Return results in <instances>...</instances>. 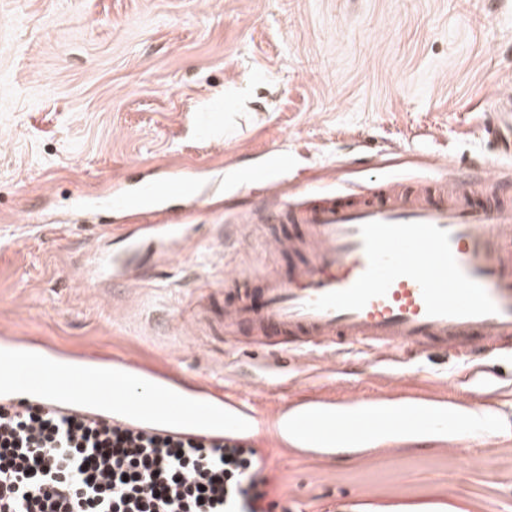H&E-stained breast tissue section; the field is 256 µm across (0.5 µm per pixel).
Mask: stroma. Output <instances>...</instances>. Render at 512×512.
<instances>
[{"instance_id":"stroma-1","label":"stroma","mask_w":512,"mask_h":512,"mask_svg":"<svg viewBox=\"0 0 512 512\" xmlns=\"http://www.w3.org/2000/svg\"><path fill=\"white\" fill-rule=\"evenodd\" d=\"M512 97V0H0V332L71 353H121L175 369L259 408L329 388L383 389L371 357L331 373L224 333V277L288 275L267 230L239 223L261 204L237 168L288 158L293 194L362 184L375 171L436 176L469 169L494 146L486 101ZM224 132L193 135L207 107ZM187 164L224 178L219 204L172 201L191 238L174 254L128 252L97 207L113 178ZM99 248L129 254L139 278L87 284ZM448 353L420 358L409 380L453 389ZM260 457L288 512H512V428L475 447L383 452L315 463Z\"/></svg>"}]
</instances>
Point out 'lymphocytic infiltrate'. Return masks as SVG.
Masks as SVG:
<instances>
[{
  "instance_id": "lymphocytic-infiltrate-1",
  "label": "lymphocytic infiltrate",
  "mask_w": 512,
  "mask_h": 512,
  "mask_svg": "<svg viewBox=\"0 0 512 512\" xmlns=\"http://www.w3.org/2000/svg\"><path fill=\"white\" fill-rule=\"evenodd\" d=\"M254 448L0 406V512H275Z\"/></svg>"
}]
</instances>
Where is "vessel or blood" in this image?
<instances>
[{
  "mask_svg": "<svg viewBox=\"0 0 512 512\" xmlns=\"http://www.w3.org/2000/svg\"><path fill=\"white\" fill-rule=\"evenodd\" d=\"M488 105L497 120L487 133L500 155L512 158V113L497 100ZM207 181L173 166L165 177L132 189L114 181L106 204L129 219V238L176 242L189 227L168 201H200ZM510 186L512 174L489 157L470 172L448 163L432 181L376 177L306 200L273 197L244 214V223L300 224L306 237H270L274 250L294 255L292 275L263 273L262 305L230 298L225 331L245 327L252 343L330 363L361 349L375 364L401 367L406 351L445 350L467 364L462 384L478 398L479 410L494 414L498 376L485 359L512 358V204L504 200ZM128 267L104 249L84 275L117 277ZM33 348L37 357L0 370V404H36L151 435L243 443L263 436L316 460L356 452L369 441L387 446L401 435L414 436V448H440L456 427L455 407L436 393L397 387L387 396L365 390L339 398L319 392L262 415L238 394L218 393L205 382L187 388L174 373L118 354L102 366L93 354L64 363L36 339L0 335V351ZM391 397L412 400L416 408L391 418L382 411Z\"/></svg>",
  "mask_w": 512,
  "mask_h": 512,
  "instance_id": "1",
  "label": "vessel or blood"
}]
</instances>
